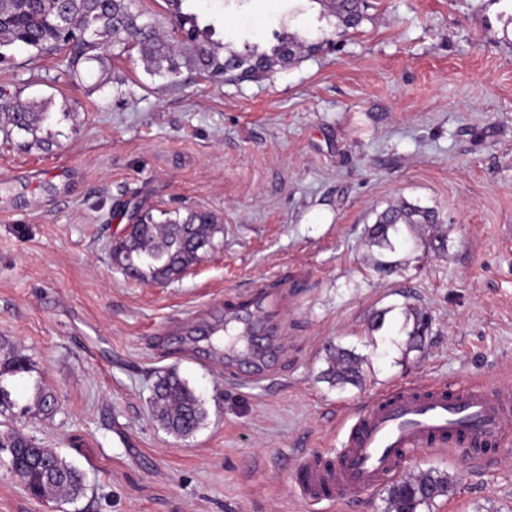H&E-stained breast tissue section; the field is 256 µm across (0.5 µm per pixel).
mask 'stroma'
Wrapping results in <instances>:
<instances>
[{
  "instance_id": "35a3bbf8",
  "label": "stroma",
  "mask_w": 512,
  "mask_h": 512,
  "mask_svg": "<svg viewBox=\"0 0 512 512\" xmlns=\"http://www.w3.org/2000/svg\"><path fill=\"white\" fill-rule=\"evenodd\" d=\"M291 6L195 4L228 52L279 34L333 40L258 80L187 67L172 85L134 52L112 62L118 96L87 75L47 81L52 55L0 63L1 99L71 112L46 150L0 117V337L31 364L6 380L17 406L39 385L58 398L25 433L87 482L77 501L38 499L0 461V512H337L302 502L293 472L339 448L338 411L408 382L512 383V0H366L348 33L316 0ZM403 201L438 221L377 273L367 230ZM190 210L222 225L216 248L173 282L127 279L112 243L132 215ZM264 279L288 283L284 330L269 378L242 386L203 331ZM406 302L432 322L410 353ZM330 344L364 357L360 385L322 379ZM171 368L208 412L186 438L150 412ZM467 455L420 448L402 470L455 477L429 512H512V447L474 466Z\"/></svg>"
}]
</instances>
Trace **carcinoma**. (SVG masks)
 Wrapping results in <instances>:
<instances>
[{
	"mask_svg": "<svg viewBox=\"0 0 512 512\" xmlns=\"http://www.w3.org/2000/svg\"><path fill=\"white\" fill-rule=\"evenodd\" d=\"M187 0H164V14L159 17L140 7V0H0V60L9 52L22 50L31 58L63 52L57 71L71 77L80 75L82 65L97 62L102 75L97 87L109 83L123 85V80L105 67V59L119 58L132 50L139 53L145 71L170 83L179 82L182 68L191 65L213 81L254 78L280 64L288 65L307 50L321 49L293 36H281L271 52H259L246 43L240 52L224 55V43L213 40L215 24L200 22L197 13L188 10ZM329 15L337 18L344 30L359 27L364 15V0H338L331 4ZM0 113L12 129L50 145L37 133L51 125L56 117L40 101L9 102L0 105ZM435 211L407 202L392 206L367 230L366 263L380 272H391L397 266L384 260L408 243L404 230L416 224H435ZM220 227L207 212L195 211L186 216L175 213L156 221L150 214L141 218L132 234L124 241L117 261L144 282H171L186 269L201 261L215 249L214 237ZM398 333L405 336L406 351L418 350L425 339L428 313L405 304ZM328 363L321 377L332 385L343 387L361 380L362 358L353 351L330 344L326 347ZM30 371L27 357L6 340L0 341V415L11 411L15 403L4 381ZM36 413L52 415L57 398L50 390L38 387L33 399ZM153 415L171 434L192 435L204 422L207 411L200 397L180 375L172 370L157 377L152 389ZM35 447L29 436L8 427L0 429V448L14 449L7 461L19 473L27 491L36 497L52 492L68 500H76L86 491V476L77 465L66 460L55 449L45 446L37 454L55 474L48 479L30 468L27 459ZM454 489V478L434 468L406 474L386 489L385 512H423L440 497Z\"/></svg>",
	"mask_w": 512,
	"mask_h": 512,
	"instance_id": "1",
	"label": "carcinoma"
}]
</instances>
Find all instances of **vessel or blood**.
I'll return each instance as SVG.
<instances>
[{"mask_svg":"<svg viewBox=\"0 0 512 512\" xmlns=\"http://www.w3.org/2000/svg\"><path fill=\"white\" fill-rule=\"evenodd\" d=\"M277 294L269 283L254 285V305L229 307L225 320L243 337L272 334L270 306ZM345 430L334 466L306 455L298 489L310 502L339 504L395 478L407 454L416 448H500L512 430V387L471 384L464 387L400 384L367 400L358 410L340 413Z\"/></svg>","mask_w":512,"mask_h":512,"instance_id":"b4317fda","label":"vessel or blood"}]
</instances>
